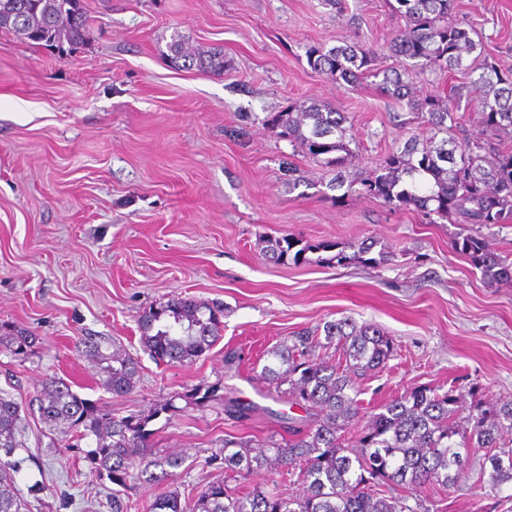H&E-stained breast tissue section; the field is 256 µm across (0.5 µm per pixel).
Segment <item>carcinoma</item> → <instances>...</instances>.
<instances>
[{
	"label": "carcinoma",
	"mask_w": 512,
	"mask_h": 512,
	"mask_svg": "<svg viewBox=\"0 0 512 512\" xmlns=\"http://www.w3.org/2000/svg\"><path fill=\"white\" fill-rule=\"evenodd\" d=\"M77 0H0V30L33 44L73 50L89 37L84 6ZM454 0H396L394 10L404 28L389 42L397 66L382 72L373 68L376 51L361 42L326 48L311 46L307 62L318 73L356 82L382 77L380 86L421 115L431 135L415 137L402 149L386 155L364 177L347 179L351 157L349 129L344 113L313 102L290 105L265 116L263 124L279 139L301 150L331 174L326 188L337 202L360 184L365 195L395 206H412L425 216L478 227L499 224L512 213V152L490 155V139L512 129V73L493 65L477 66L468 57L478 48L473 30L451 20ZM171 59L191 69L224 71V51L189 46L178 34L168 45ZM459 73L468 80L469 92L479 96L486 139L457 141L448 136L457 117L450 103L438 95L417 97L416 79L426 72ZM298 240H267L272 258L284 263ZM318 262L356 261L379 265L389 260L384 250L368 253L373 244L363 242L351 255L337 243L315 249L329 252ZM484 277L512 280V261L491 252L480 235L455 242ZM224 307L191 299L172 298L152 305L139 318L144 351L165 363H190L221 338ZM324 337L301 332L267 352L270 362L260 378L268 389L305 410V416L288 426L290 438L224 440V448L208 457L210 465L224 466L227 478L245 477L261 470L297 477L302 491L284 495L256 486L239 494L228 482H210L197 494L194 512H430L422 500L394 494L396 487L427 483L455 485L467 473L462 448H490L478 472V481L492 489L512 485V398L485 408L473 406L460 416L462 396L450 389L439 392L415 386L362 414L353 377L379 369L394 356L391 338L371 324L348 320L327 321ZM39 338L29 330L0 327V346L18 358L36 353ZM336 346L338 359L320 357L316 350ZM107 336L78 338L77 349L104 364L103 386L115 396L129 393L139 375L138 359L121 349H110ZM41 420L63 429L81 441L94 438L86 458L92 469L105 473L117 489L112 492V512H124L120 491L131 485L153 490L147 512H184L181 493L173 486L175 470L186 457L152 448L148 423L168 412L166 402L146 414L114 417L94 401L81 397L70 382L50 377L30 400ZM20 414L17 403L0 397V448L18 447ZM14 470L0 465V512H26Z\"/></svg>",
	"instance_id": "1"
}]
</instances>
